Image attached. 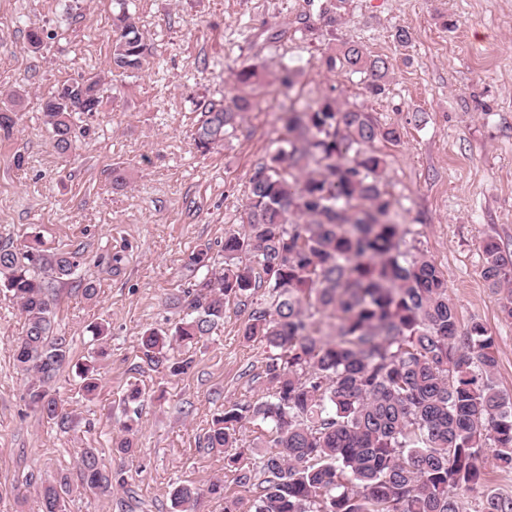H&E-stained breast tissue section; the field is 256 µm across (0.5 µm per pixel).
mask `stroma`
I'll return each instance as SVG.
<instances>
[{"mask_svg": "<svg viewBox=\"0 0 512 512\" xmlns=\"http://www.w3.org/2000/svg\"><path fill=\"white\" fill-rule=\"evenodd\" d=\"M152 45L144 68L112 67L115 0H0V110L15 114L0 138V244L39 235L46 247L80 251L81 278L98 296L85 300L65 285L55 325L75 356L91 351L89 324L109 329L99 358L100 388L82 399L71 369L55 389L75 415L60 432L24 400L27 380L14 362L24 320L0 291V512H40L41 478L75 475L83 449L125 466L128 490L98 495L76 489L66 512H178L174 485L222 481L225 496L249 512L254 493L224 468V451L203 449L217 408L263 397L258 381L263 341L244 340L248 312L236 299L224 320L192 348L188 374L135 371L140 338L173 327L189 287V255L209 247L224 263V237L237 229L253 168L284 135L289 95L313 103L325 96L396 125L383 181L408 233L402 251L430 255L448 276V295L463 321L482 322L498 348L497 382L512 391V320L484 281L480 244L494 237L512 247V0H345L335 23L307 0H127ZM43 42L31 48L28 33ZM407 29L399 44L394 34ZM355 42L391 64L378 97L359 76L328 69L342 43ZM295 70L293 89L278 81L279 62ZM263 67L248 91L251 108L234 136L201 153L193 133L201 106L232 101L240 90L231 69ZM100 79L96 112H75V150L58 153L43 123L44 101L63 83ZM22 165H15L16 156ZM125 169L124 186L112 184ZM138 385L136 453L119 460L112 440L126 419L121 397ZM482 484L460 490L463 512H479L484 491L512 494V470L493 456L480 461Z\"/></svg>", "mask_w": 512, "mask_h": 512, "instance_id": "obj_1", "label": "stroma"}]
</instances>
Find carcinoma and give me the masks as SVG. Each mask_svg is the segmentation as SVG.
Instances as JSON below:
<instances>
[{"label":"carcinoma","mask_w":512,"mask_h":512,"mask_svg":"<svg viewBox=\"0 0 512 512\" xmlns=\"http://www.w3.org/2000/svg\"><path fill=\"white\" fill-rule=\"evenodd\" d=\"M150 54L135 17L120 6L112 67L138 71ZM326 64L363 76L374 96L390 76L389 61L358 43H344ZM232 77L247 87L261 72L244 67ZM70 95L72 112H96L100 80ZM59 96L45 100L43 116L54 147L66 153L75 133L71 112L55 107ZM249 109L243 96L205 104L196 147L207 152L224 142ZM284 120L288 137L253 169L240 228L224 238V267L213 270L207 247L189 256L188 269L201 278L184 290L186 314L172 329L143 333L142 359L172 376L187 373L192 359L175 357L174 346L209 335L233 297L249 309L244 338L268 347L267 395L216 412L203 447L224 449V468L256 490L253 512H461L457 490L478 485L485 453L512 467V393L496 382V341L481 323H461L448 277L428 254L401 251L405 230L391 218L394 202L381 181L386 159L368 150L398 142V128L343 111L329 96L302 111L288 105ZM297 212L307 220L291 221ZM481 253L482 277L512 320V250L489 237ZM79 266V252L50 251L37 237L21 248L0 246V290L24 317L15 366L29 377V405L60 429L73 422L52 389L60 370H74L84 396L100 385L96 359L73 361L54 321V294ZM325 312L337 319L331 340L313 321ZM247 424L273 435L279 452L242 464L235 447ZM135 433L134 419L123 422L114 442L120 456L134 455ZM77 471L83 488L103 495L127 484L96 448L83 450ZM223 490L218 481L204 489L181 484L171 498L187 512L206 496L224 499V512H240ZM72 491L66 476L40 480L42 512H65ZM482 512H512V495L486 494Z\"/></svg>","instance_id":"obj_1"}]
</instances>
